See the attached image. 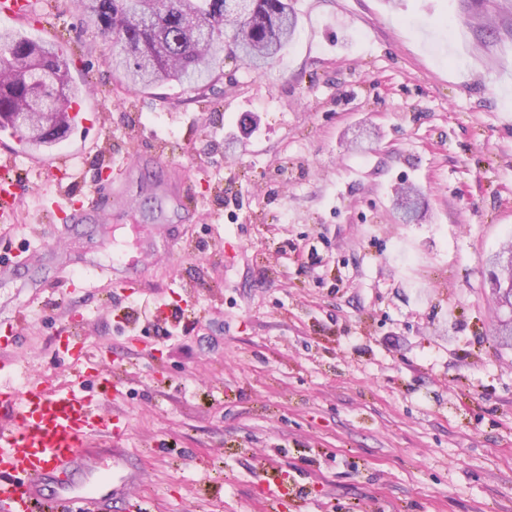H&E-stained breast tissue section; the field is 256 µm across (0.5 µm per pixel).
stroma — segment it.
Segmentation results:
<instances>
[{"label":"stroma","mask_w":512,"mask_h":512,"mask_svg":"<svg viewBox=\"0 0 512 512\" xmlns=\"http://www.w3.org/2000/svg\"><path fill=\"white\" fill-rule=\"evenodd\" d=\"M72 2L0 16L61 46L84 117L49 147L0 130L19 194L0 264L29 255L0 321L20 320L5 380L84 388L123 429L88 448L117 462L106 512H512L487 264L512 237V0H292L281 55L227 61L203 96L120 86ZM62 153L58 189L28 158ZM105 165V214L46 224L42 196ZM114 258L111 287L57 291L59 263ZM72 329L97 373L64 353Z\"/></svg>","instance_id":"1"}]
</instances>
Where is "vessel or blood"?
Returning <instances> with one entry per match:
<instances>
[{
  "label": "vessel or blood",
  "instance_id": "1",
  "mask_svg": "<svg viewBox=\"0 0 512 512\" xmlns=\"http://www.w3.org/2000/svg\"><path fill=\"white\" fill-rule=\"evenodd\" d=\"M112 199V181L99 179L73 211L53 206L47 217L53 224H70L81 217L97 215ZM18 206L17 181L0 173V222L13 218ZM64 350L74 363L100 366L101 357L91 356L81 336L69 332ZM0 409L11 414L9 424L0 426V503L10 512H63L78 500L83 512H101L111 483L77 491L70 481L73 471H91L92 458L83 449L95 434H119L111 418L101 415L84 392L71 386L42 388L32 382L20 390L0 385Z\"/></svg>",
  "mask_w": 512,
  "mask_h": 512
}]
</instances>
